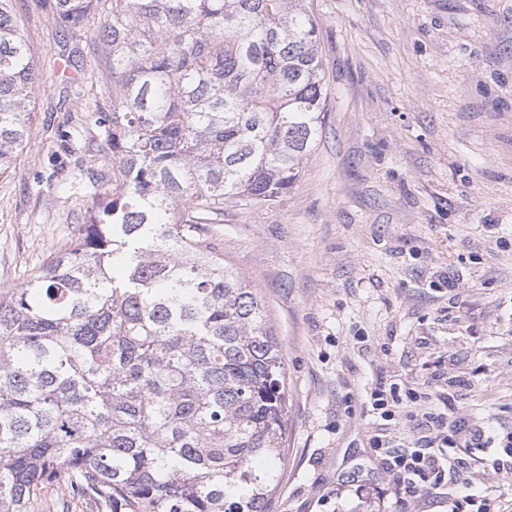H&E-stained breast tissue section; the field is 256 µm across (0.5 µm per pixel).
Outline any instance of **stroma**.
Instances as JSON below:
<instances>
[{"label": "stroma", "mask_w": 512, "mask_h": 512, "mask_svg": "<svg viewBox=\"0 0 512 512\" xmlns=\"http://www.w3.org/2000/svg\"><path fill=\"white\" fill-rule=\"evenodd\" d=\"M331 91L301 182L272 208L237 205L209 231L218 257L259 288L286 369L285 454L264 512H448L492 484L459 448L452 478L413 497L370 438L428 435L406 414L367 413L398 385L455 417L512 430V0H305ZM42 85L31 134L0 176V288L20 286L81 221L79 171L91 42L16 0ZM455 282L446 288L444 278Z\"/></svg>", "instance_id": "35a3bbf8"}]
</instances>
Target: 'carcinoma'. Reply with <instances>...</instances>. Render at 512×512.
<instances>
[{
	"label": "carcinoma",
	"instance_id": "obj_1",
	"mask_svg": "<svg viewBox=\"0 0 512 512\" xmlns=\"http://www.w3.org/2000/svg\"><path fill=\"white\" fill-rule=\"evenodd\" d=\"M103 62L84 102L106 158L70 246L0 289V512L56 487L130 512H263L284 455L282 348L213 252L224 208L301 182L329 116L303 0H38ZM99 17L97 28L90 20ZM37 64L0 0V176Z\"/></svg>",
	"mask_w": 512,
	"mask_h": 512
}]
</instances>
